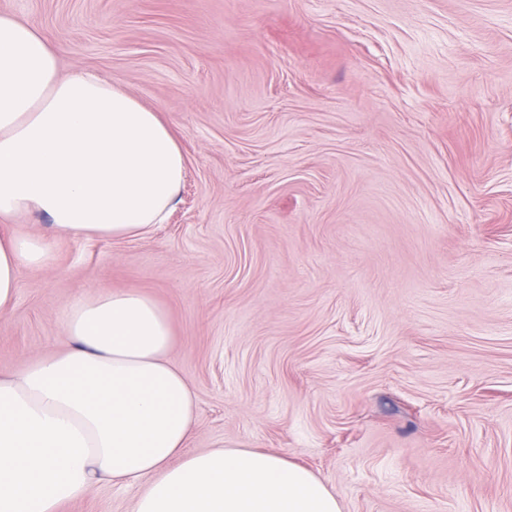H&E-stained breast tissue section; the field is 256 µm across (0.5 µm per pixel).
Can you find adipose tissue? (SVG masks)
<instances>
[{
    "mask_svg": "<svg viewBox=\"0 0 512 512\" xmlns=\"http://www.w3.org/2000/svg\"><path fill=\"white\" fill-rule=\"evenodd\" d=\"M30 20L0 12V221L48 217L52 238L135 239L172 209L186 161L161 113L78 71ZM47 241L0 235V311ZM68 346L0 377V512H59L96 485L139 482L134 512H341L287 458L215 441L188 452L196 395L167 358L151 298L95 292L65 319Z\"/></svg>",
    "mask_w": 512,
    "mask_h": 512,
    "instance_id": "adipose-tissue-1",
    "label": "adipose tissue"
}]
</instances>
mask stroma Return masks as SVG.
Here are the masks:
<instances>
[{
    "label": "stroma",
    "instance_id": "35a3bbf8",
    "mask_svg": "<svg viewBox=\"0 0 512 512\" xmlns=\"http://www.w3.org/2000/svg\"><path fill=\"white\" fill-rule=\"evenodd\" d=\"M161 112L186 175L130 240L51 242L0 373L87 293L165 312L188 444L282 455L341 512H512V0H0ZM101 484L60 512H133Z\"/></svg>",
    "mask_w": 512,
    "mask_h": 512
}]
</instances>
